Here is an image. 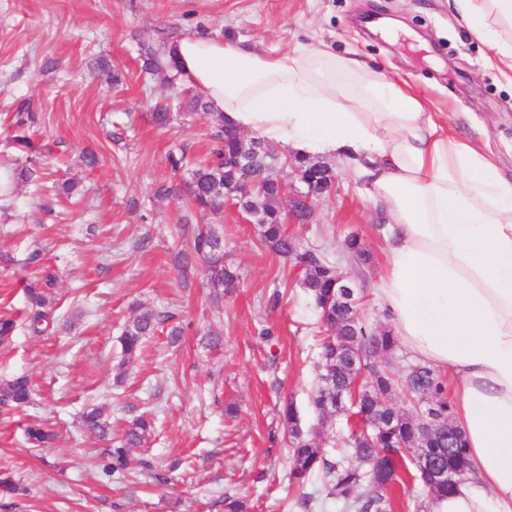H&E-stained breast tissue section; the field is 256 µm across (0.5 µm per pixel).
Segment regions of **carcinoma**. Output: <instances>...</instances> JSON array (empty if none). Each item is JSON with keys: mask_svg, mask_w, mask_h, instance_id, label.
I'll list each match as a JSON object with an SVG mask.
<instances>
[{"mask_svg": "<svg viewBox=\"0 0 512 512\" xmlns=\"http://www.w3.org/2000/svg\"><path fill=\"white\" fill-rule=\"evenodd\" d=\"M164 49L165 42L162 41L142 48L141 53L143 71L153 76L163 73L167 75V83L179 89V97L174 102L155 103L151 112L153 122L165 127L179 115H210L209 105L203 98L179 88L175 67L166 60ZM213 137L209 156L194 164L189 179L181 186L164 180L156 194L182 200L186 205V219L193 209L219 210L224 207V200L233 196L257 214L260 241L275 254L296 261L302 273L301 287L308 293L327 332L320 346L321 372L313 396V406L319 413H324L326 400L334 401L347 393L357 376L371 380V386L347 405L348 411L360 417L361 426L351 431L342 453L355 458L356 465L340 458H329L324 449L302 432L293 404L284 407L282 417L292 445L289 483L301 487L310 475L319 472L327 479L330 493L343 501L347 512H394V489L408 480L420 482L432 499L448 493L451 487L434 480L431 464L440 462L464 473L468 460L461 431L455 427L453 437H448L452 406L437 373L420 361L411 363L401 377L386 367L383 358L398 347L395 336L389 331L372 330L358 304H336V283L340 282L342 272L322 251L298 250L296 240L286 233L284 224L288 216L302 223L310 218L312 206L300 201L291 213L282 207L280 198L284 195V185L267 176L276 156L266 151L261 143L245 139L242 133L222 123ZM290 168L306 177L309 189L317 194L328 191L334 178L332 169L318 162L298 160ZM247 171L253 172L254 177L248 196L243 199L242 178ZM179 256V267L184 273L196 260H201L214 288H229L237 278L224 267V241L211 230H198L189 250ZM26 264L37 273L35 281L25 288L29 308L26 327L30 333L40 335L53 327L52 288L56 275L37 252L29 254ZM164 330L173 343L184 335L177 315L165 308L136 315L127 323L121 337L124 354L129 359L135 357L147 337ZM399 385L410 402V406L403 410L391 402V395ZM30 400L27 377L0 383V407H18ZM426 401L440 417V425L435 430L422 426L415 416L414 406ZM81 420L86 431L99 437L109 434L110 425L104 420L101 408L84 412ZM377 420L387 422L389 428L382 433L376 432L371 422ZM148 429V422L142 418L132 422L121 445L109 449V463L104 467L106 474H121L130 468L129 449L141 444ZM27 437L32 444L42 447L52 443L56 434L41 424L29 427ZM404 449L412 451L418 458L412 474L399 473Z\"/></svg>", "mask_w": 512, "mask_h": 512, "instance_id": "cac0c4a2", "label": "carcinoma"}]
</instances>
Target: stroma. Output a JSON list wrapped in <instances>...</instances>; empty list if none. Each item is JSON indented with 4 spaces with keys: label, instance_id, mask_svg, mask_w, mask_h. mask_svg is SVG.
I'll use <instances>...</instances> for the list:
<instances>
[{
    "label": "stroma",
    "instance_id": "obj_1",
    "mask_svg": "<svg viewBox=\"0 0 512 512\" xmlns=\"http://www.w3.org/2000/svg\"><path fill=\"white\" fill-rule=\"evenodd\" d=\"M380 20L406 35L384 37L375 29ZM195 31L278 52L322 43L379 62L443 113L449 132L470 137L512 178V83L488 65L487 46L455 20L447 0H0V155L16 133L17 105L28 102V134L55 149L44 166L76 182L69 196L38 192L14 164L13 192L0 197V316L19 322L0 343V381L24 376L33 390L28 405L0 416V468L18 485L0 496V512H224L228 494L246 512H344L321 478L300 488L288 483L284 404L294 403L303 432L327 454L347 433L344 418L321 417L312 404L325 329L297 267L262 245L233 203L186 224L179 201L155 195L172 175L168 155L203 158L220 118L155 126L151 107L170 89L142 73L139 49ZM98 57L120 82L93 69ZM87 149L98 156L95 167L82 161ZM331 167V190L314 198L307 223L289 221L288 232L360 280L368 325L389 329L371 292L384 264L383 217L344 164ZM202 227L223 238L224 264L237 275L218 301L203 265L185 279L178 272V253ZM351 234L370 252L368 265L346 252ZM144 236L148 246L136 248ZM34 250L58 275L60 321L42 336L20 323L29 275L23 260ZM157 307L179 315L184 336L172 344L156 334L138 358L124 361V324ZM267 326L272 336L261 335ZM214 327L224 338L217 350L204 340ZM89 406L103 409L111 440L136 416L152 419L144 444L129 455L153 462L166 481L105 475L111 440L83 430L80 414ZM43 421L56 439L36 448L26 429ZM306 496L313 499L307 509Z\"/></svg>",
    "mask_w": 512,
    "mask_h": 512
}]
</instances>
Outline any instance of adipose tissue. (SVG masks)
<instances>
[{"label": "adipose tissue", "instance_id": "obj_1", "mask_svg": "<svg viewBox=\"0 0 512 512\" xmlns=\"http://www.w3.org/2000/svg\"><path fill=\"white\" fill-rule=\"evenodd\" d=\"M512 82V0H448ZM226 124L305 158L355 159L388 218L375 298L397 341L448 374L469 469L432 512H512V180L382 65L324 45L283 53L187 33L166 45Z\"/></svg>", "mask_w": 512, "mask_h": 512}]
</instances>
